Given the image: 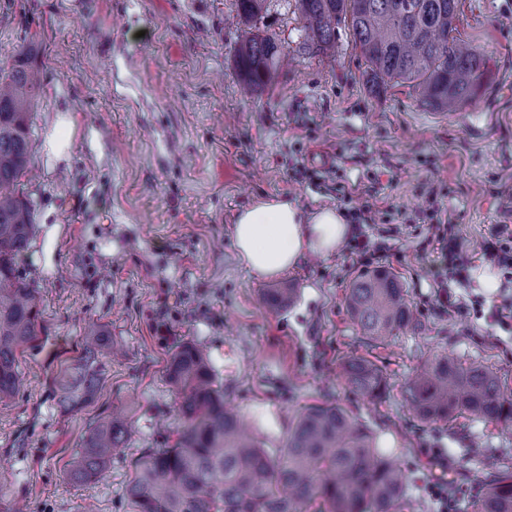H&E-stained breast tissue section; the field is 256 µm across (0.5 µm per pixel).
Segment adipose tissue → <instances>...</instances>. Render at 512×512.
Here are the masks:
<instances>
[{
	"label": "adipose tissue",
	"mask_w": 512,
	"mask_h": 512,
	"mask_svg": "<svg viewBox=\"0 0 512 512\" xmlns=\"http://www.w3.org/2000/svg\"><path fill=\"white\" fill-rule=\"evenodd\" d=\"M350 227L333 207L307 213L290 200L255 201L235 217L233 239L240 262L256 278L278 276L310 254H328Z\"/></svg>",
	"instance_id": "obj_1"
}]
</instances>
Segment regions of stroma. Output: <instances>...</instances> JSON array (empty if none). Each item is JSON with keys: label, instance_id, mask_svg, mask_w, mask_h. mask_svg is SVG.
<instances>
[{"label": "stroma", "instance_id": "1", "mask_svg": "<svg viewBox=\"0 0 512 512\" xmlns=\"http://www.w3.org/2000/svg\"><path fill=\"white\" fill-rule=\"evenodd\" d=\"M459 40L483 51L492 76L452 115L423 107L406 86L372 92L351 32L336 30V52L301 47L289 0H268L258 21L291 59L275 82L248 93L236 71L247 29L234 0H0V64L25 41L41 74L33 116L32 166L20 190L34 203L35 235L20 264L40 291L39 336L20 359L21 386L0 403V501L27 512H125L131 461L160 447L177 423L165 374L172 345L200 344L224 385V401L266 447H281L297 409L328 402L367 424L402 461L409 512H443L429 485L449 484L453 512L468 502L488 462L512 468V431L461 418L418 423L404 388L436 351L481 362L512 392V325L490 315L512 297V281L481 288L483 240L512 228V0H461ZM76 122L68 158L49 160L46 137L58 115ZM319 183L294 178L296 165ZM379 190L382 207L405 219L379 224L381 265L404 283L424 325L389 345L368 346L350 320L346 287L364 266L338 249L280 276L259 280L237 258V212L278 196L304 211L339 206L337 186ZM453 217L470 280L442 285L431 227L415 223L429 187ZM267 288H292L272 311ZM456 307H446L444 293ZM109 324L119 355L91 405L62 412L59 380L80 352L88 321ZM171 334H162V327ZM382 366L380 403L353 395L341 374L350 355ZM122 409L134 436L99 482L64 474L99 415ZM481 446L483 457L470 455Z\"/></svg>", "mask_w": 512, "mask_h": 512}]
</instances>
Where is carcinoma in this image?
<instances>
[{"instance_id": "carcinoma-1", "label": "carcinoma", "mask_w": 512, "mask_h": 512, "mask_svg": "<svg viewBox=\"0 0 512 512\" xmlns=\"http://www.w3.org/2000/svg\"><path fill=\"white\" fill-rule=\"evenodd\" d=\"M302 46L324 53L336 46V28L347 27L367 63L371 88L404 85L421 105L457 112L483 89L489 58L459 44L460 0H294ZM266 0H235L245 26L258 19ZM29 41L9 66H0V401L18 388V355L33 348L40 315L38 290L18 257L33 236L34 205L20 195L30 164V114L39 91L26 58ZM282 44L256 31L236 51L241 81L252 90L275 82ZM406 290L386 266L362 271L346 296L360 333L378 345L421 323L405 301ZM295 298L293 288H267L265 306L277 311ZM112 355L108 325L83 330L80 353L60 384L58 403L81 407L104 383L103 358ZM356 393L380 398L388 389L383 369L358 355L341 364ZM166 382L180 398L174 439L133 460L123 488L129 512H403L410 498L403 471L376 445L374 434L333 404H309L279 448L247 434L240 417L224 406V388L205 350L177 343ZM406 401L416 418L431 425L469 414L512 428V393L496 373L475 362L437 353L407 382ZM127 417L99 416L82 439L66 473L75 484L97 481L112 456L131 438ZM474 512H512V471L497 470L482 482Z\"/></svg>"}]
</instances>
